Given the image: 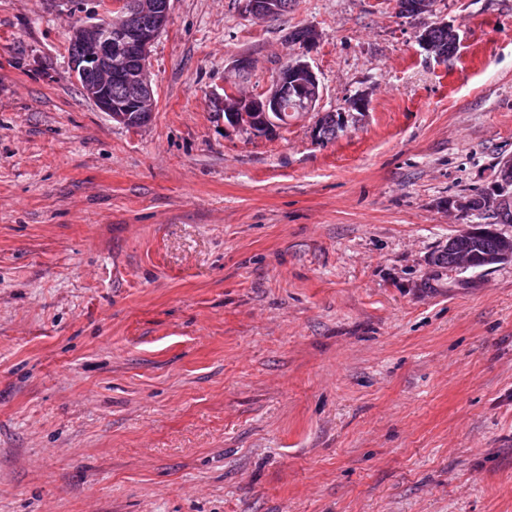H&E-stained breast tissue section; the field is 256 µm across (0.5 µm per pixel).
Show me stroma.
Returning <instances> with one entry per match:
<instances>
[{"mask_svg": "<svg viewBox=\"0 0 512 512\" xmlns=\"http://www.w3.org/2000/svg\"><path fill=\"white\" fill-rule=\"evenodd\" d=\"M170 0L134 130L72 19L0 0V512H512V262L437 269L512 157V0ZM312 27L318 142L225 128ZM286 7L275 16L273 15L280 11L281 5L279 0H242L241 5L244 12L248 15L253 16V18L258 20H266V19H274L280 17L288 12V8H290L291 4L294 2L292 0H282ZM254 16H270L266 17H254ZM443 24L444 25L432 24L426 27L427 36L432 44L427 40L426 32L424 31L425 27L418 29L416 39L422 48L433 53L436 58H440L439 52L443 54L445 57L444 61H446L453 58L457 53V47L454 39L448 33V29L452 31L457 45H459V35L452 25L448 24V26H445L447 23ZM434 47L437 48L439 52ZM348 122L349 120L345 122L340 112H324L315 122L318 140L321 143L335 140Z\"/></svg>", "mask_w": 512, "mask_h": 512, "instance_id": "stroma-1", "label": "stroma"}]
</instances>
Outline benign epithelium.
Segmentation results:
<instances>
[{
	"label": "benign epithelium",
	"mask_w": 512,
	"mask_h": 512,
	"mask_svg": "<svg viewBox=\"0 0 512 512\" xmlns=\"http://www.w3.org/2000/svg\"><path fill=\"white\" fill-rule=\"evenodd\" d=\"M242 9L251 16H270L280 11L279 0H242ZM170 0H133L129 9L121 0H111L109 14L76 21L71 39L78 52L70 58V72L83 87L87 98L100 111L115 121H124L128 112H154L155 98L149 77L150 52L169 21ZM120 77L135 93L133 105L112 99V78ZM306 85L312 94L304 103L299 116L316 110L320 101L318 77L308 61V52L298 49L289 64L276 74L267 89L258 96L236 94L224 105L226 112H239L247 118L249 112L283 111L288 80ZM512 206V181L504 179L498 197L486 201L485 209L499 212ZM488 265L512 262V234L498 233L496 251L485 256Z\"/></svg>",
	"instance_id": "obj_1"
}]
</instances>
